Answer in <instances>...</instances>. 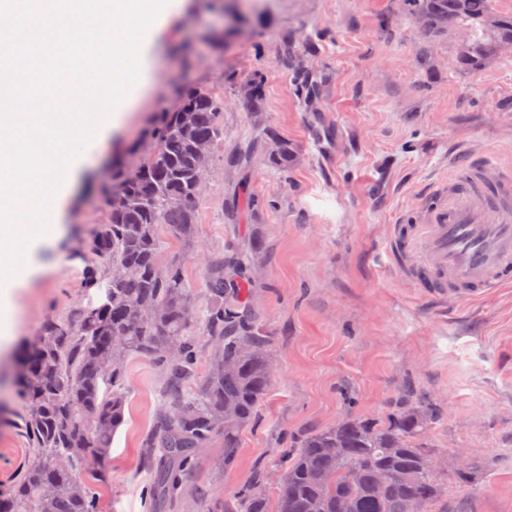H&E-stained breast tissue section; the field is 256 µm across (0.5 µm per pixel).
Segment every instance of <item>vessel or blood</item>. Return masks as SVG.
I'll return each instance as SVG.
<instances>
[{
	"instance_id": "vessel-or-blood-1",
	"label": "vessel or blood",
	"mask_w": 512,
	"mask_h": 512,
	"mask_svg": "<svg viewBox=\"0 0 512 512\" xmlns=\"http://www.w3.org/2000/svg\"><path fill=\"white\" fill-rule=\"evenodd\" d=\"M397 252L418 287L472 296L512 282V170L464 162L435 190L424 217L395 225Z\"/></svg>"
}]
</instances>
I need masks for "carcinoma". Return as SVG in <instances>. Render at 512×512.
Returning a JSON list of instances; mask_svg holds the SVG:
<instances>
[{"instance_id": "1", "label": "carcinoma", "mask_w": 512, "mask_h": 512, "mask_svg": "<svg viewBox=\"0 0 512 512\" xmlns=\"http://www.w3.org/2000/svg\"><path fill=\"white\" fill-rule=\"evenodd\" d=\"M405 13L432 33H457L456 68L474 74L512 51V13L492 0H401ZM322 80L300 75L298 95L313 103ZM224 99L188 85L172 110L159 112L148 144L130 166H112L103 191L107 221L85 242L84 287L107 275V302L47 318L20 357L17 370L20 427L32 456L0 490V512H100L90 480L105 477L112 438L124 420L125 360L138 353L166 378L167 403L144 440L153 474L147 499L164 502L197 449L224 436V467L238 456L241 430L252 424L275 365L251 299L252 261L263 240L254 235L237 251L208 261L209 304L203 318L210 364L197 374L198 321L181 264L160 260L158 227L194 234L199 142L217 146L224 135ZM293 144L282 140L271 165L286 170ZM124 202L111 204L112 195ZM106 391H101V387ZM440 410L411 390L386 418L345 412L336 423L290 438L273 471L275 497L263 484L238 491L224 512H410L414 501L444 500L437 479L440 458L427 439Z\"/></svg>"}]
</instances>
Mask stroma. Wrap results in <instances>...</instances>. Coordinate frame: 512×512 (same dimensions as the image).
<instances>
[{
  "mask_svg": "<svg viewBox=\"0 0 512 512\" xmlns=\"http://www.w3.org/2000/svg\"><path fill=\"white\" fill-rule=\"evenodd\" d=\"M190 42V65L174 47ZM451 38L432 35L400 0H246L225 10L182 0L149 48L160 72L123 125L96 151L68 197L62 231L36 257L46 273L15 292L11 331L0 338V484L27 465L11 386L22 346L47 317L98 303L82 286L77 251L107 215L100 187L114 160L171 109L187 81L224 97V138L184 240L159 230L162 262L180 261L198 313H205L206 261L256 234L260 282L254 304L277 371L236 463L224 439L201 449L185 496L162 512H224V499L254 483L299 435L334 423L356 398L360 415H386L407 389L441 410L429 434L448 512H512V285L475 297L424 296L392 253L393 226L427 208L425 192L453 172V159L494 157L512 168V54L475 74L459 72ZM323 78L315 107L297 96L294 72ZM261 85L265 108L245 91ZM295 147L289 170L270 165L271 134ZM255 197L243 205L244 195ZM125 417L112 439L106 480L93 484L102 512H149L145 436L163 406L164 380L151 360L126 359ZM470 450L473 473L458 476Z\"/></svg>",
  "mask_w": 512,
  "mask_h": 512,
  "instance_id": "stroma-1",
  "label": "stroma"
}]
</instances>
